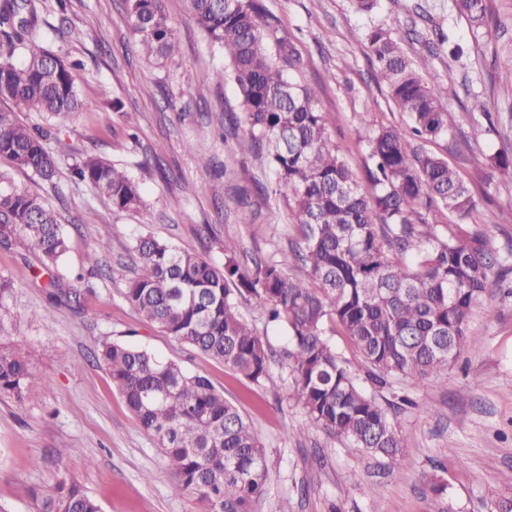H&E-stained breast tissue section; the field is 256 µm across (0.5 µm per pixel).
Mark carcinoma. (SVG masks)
<instances>
[{"label":"carcinoma","instance_id":"carcinoma-1","mask_svg":"<svg viewBox=\"0 0 512 512\" xmlns=\"http://www.w3.org/2000/svg\"><path fill=\"white\" fill-rule=\"evenodd\" d=\"M211 45L228 56L222 71L205 80L229 81L237 89L244 134L241 152L265 157L274 174L259 194L277 195L290 207L301 237L292 261L306 277H292L286 263L271 258L240 272L237 243L224 240V266L200 254L146 236L135 241L139 273L125 302L162 333L222 363L258 387L270 380L273 352L236 306L251 295L269 305V321L287 332L281 356L292 381L288 399L305 411L311 429L345 440L351 448L407 467L410 458L387 412L359 384L327 334L335 324L370 367L377 384L386 377L437 376L478 341L467 333L474 308L494 288L490 273L497 254L485 236L469 227L477 202L448 161L392 126L367 137L365 193L344 149L330 138L333 119L314 91L290 79L301 61L293 45L261 20L257 0H186ZM135 44L164 64L176 53V35L163 0H125ZM472 33L489 31L488 0H454ZM39 0H0V157L53 182L56 162L47 147L49 130L31 128L21 112L61 118L82 101L70 67L46 42ZM373 63L393 103L421 140L452 135L444 107L447 90L428 82L392 38L374 26L366 34ZM429 54L448 48L436 32ZM491 167L512 173V149L491 157ZM73 175L89 183L122 212L143 206L138 183L93 154L75 159ZM446 210L455 224H440ZM22 240L49 269L67 251L54 210L39 196L0 185V248ZM47 296L57 306L85 310L88 289L54 277ZM11 278L0 275V330ZM113 386L140 426L155 437L174 478V490L194 496L202 512H257L270 474L265 450L252 425L211 381L179 363L118 342L98 351ZM33 362L20 344L0 341V397L19 403L30 396ZM36 512H102L81 485L60 480L33 495Z\"/></svg>","mask_w":512,"mask_h":512}]
</instances>
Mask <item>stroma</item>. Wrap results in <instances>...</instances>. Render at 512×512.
<instances>
[{"mask_svg": "<svg viewBox=\"0 0 512 512\" xmlns=\"http://www.w3.org/2000/svg\"><path fill=\"white\" fill-rule=\"evenodd\" d=\"M279 36L290 38L303 61L295 81L309 85L321 108L335 117L333 141L346 148L357 177L365 175L366 138L378 126L406 129L407 120L379 83L367 31L390 28L427 81L445 85L444 105L454 136L427 143L446 158L479 200L470 223L502 258L493 271L500 288L478 305L468 333L481 347L464 351L446 373L424 380L373 383L347 336L331 340L394 423L412 458L402 469L389 459L310 430L302 408L288 401V369L271 363V385L258 387L223 365L159 332L124 301L122 292L139 264L131 250L142 236L196 251L223 265L224 241L241 245L239 265L289 256L300 229L285 200L256 194L269 179L262 159L239 153L228 113L240 112L232 83L201 82L202 73L227 66L191 18L185 0H164L179 52L158 65L133 45L124 0H69L58 13L44 0L52 24L51 47L78 63L81 112L57 120L21 113L30 126L51 129L57 163L55 185L0 157V175L42 196L56 211L69 250L57 269L68 278L87 264L101 243L94 289L83 313L48 303L40 272L23 246L0 249V275L19 288L9 301L10 335L30 350L37 370L51 378L30 400H0V506L33 512L34 492L61 478L79 482L103 512H201L196 499L172 490L173 474L157 440L146 433L112 387L94 357L105 341L145 348L208 377L236 405L265 446L271 478L258 512H490L512 499L502 483L512 471V224H489L488 211L512 207V175L495 172L490 158L512 145V98L493 87L498 72L512 68V0H489L491 32L473 38L454 0H381L369 14L353 0H260ZM447 30L465 53L429 57L434 26ZM481 99L485 111L470 109ZM198 143L203 156L185 149ZM89 152L125 168L138 181L143 206L113 209L72 180L71 156ZM250 191L256 218L237 223V190Z\"/></svg>", "mask_w": 512, "mask_h": 512, "instance_id": "stroma-1", "label": "stroma"}]
</instances>
